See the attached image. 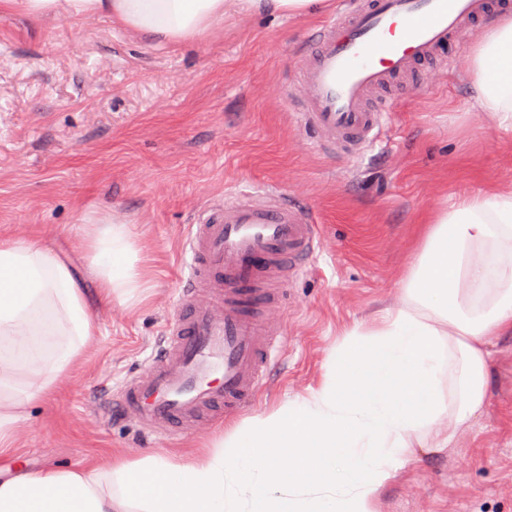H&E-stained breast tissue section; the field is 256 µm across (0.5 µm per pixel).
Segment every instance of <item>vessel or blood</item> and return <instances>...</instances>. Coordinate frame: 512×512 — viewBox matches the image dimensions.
<instances>
[{
  "instance_id": "vessel-or-blood-1",
  "label": "vessel or blood",
  "mask_w": 512,
  "mask_h": 512,
  "mask_svg": "<svg viewBox=\"0 0 512 512\" xmlns=\"http://www.w3.org/2000/svg\"><path fill=\"white\" fill-rule=\"evenodd\" d=\"M487 0H348L322 29L296 79L305 101L298 123L330 151L367 149L388 113L368 94L448 45ZM307 214L273 196H242L206 210L186 240L190 261L162 349L126 379L111 405L149 436L180 437L197 418L247 407L279 341L255 305L283 298L314 247Z\"/></svg>"
}]
</instances>
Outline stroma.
Masks as SVG:
<instances>
[{
  "mask_svg": "<svg viewBox=\"0 0 512 512\" xmlns=\"http://www.w3.org/2000/svg\"><path fill=\"white\" fill-rule=\"evenodd\" d=\"M343 8L231 12L208 36L165 45L105 16L0 12V237L52 239L78 263L86 220L105 212L132 226L148 282L139 300H113L54 394L24 407L0 480L19 464L37 473L212 453L235 425L317 388L344 335L397 303L427 213L479 184L512 188V132L474 111L460 66L479 20L373 99L391 112L372 151L318 148L317 132L293 123L305 43ZM256 191L299 205L318 239L268 316L282 348L253 405L202 416L176 441L101 412L108 388L146 371L175 315L198 212ZM489 350L484 409L449 448L416 449L381 488L379 512H512V338Z\"/></svg>",
  "mask_w": 512,
  "mask_h": 512,
  "instance_id": "35a3bbf8",
  "label": "stroma"
}]
</instances>
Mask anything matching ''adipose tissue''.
<instances>
[{"mask_svg": "<svg viewBox=\"0 0 512 512\" xmlns=\"http://www.w3.org/2000/svg\"><path fill=\"white\" fill-rule=\"evenodd\" d=\"M323 0H0L41 19L107 16L156 40L203 38L229 12L307 16ZM463 66L475 110L512 130V14L480 32ZM83 267L36 241L0 239V447L22 407L48 397L78 361L99 314L145 286L135 234L104 214L84 227ZM96 283L88 298L87 280ZM401 297L349 332L307 396L252 417L212 454L149 456L92 470H21L0 482V512H377L396 467L433 431L445 448L481 412L487 340L512 335V190L458 196L425 218Z\"/></svg>", "mask_w": 512, "mask_h": 512, "instance_id": "obj_1", "label": "adipose tissue"}]
</instances>
